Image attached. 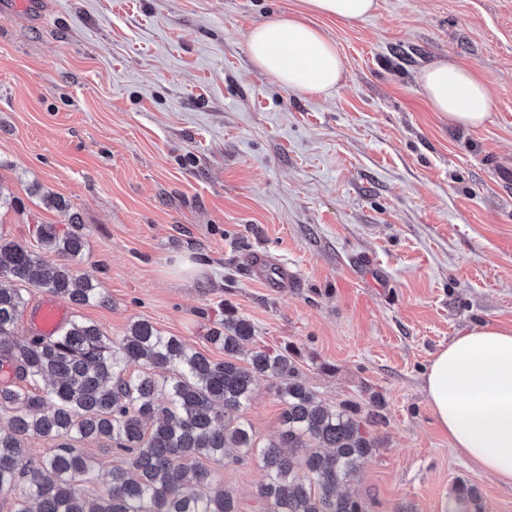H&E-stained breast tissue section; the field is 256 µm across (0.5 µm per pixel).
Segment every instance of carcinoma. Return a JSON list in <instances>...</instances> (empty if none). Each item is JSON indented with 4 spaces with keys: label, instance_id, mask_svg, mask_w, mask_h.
Wrapping results in <instances>:
<instances>
[{
    "label": "carcinoma",
    "instance_id": "cac0c4a2",
    "mask_svg": "<svg viewBox=\"0 0 512 512\" xmlns=\"http://www.w3.org/2000/svg\"><path fill=\"white\" fill-rule=\"evenodd\" d=\"M66 228L42 224L38 249L0 237V493L14 494L11 512H241L234 490L215 479L211 463L255 462L265 473L256 497L265 512H367L339 488L379 447L371 421L356 405L330 406L307 385L289 347L256 346L249 320L230 309L206 336L224 350L216 361L150 322H133L114 339L83 318L52 336L15 338L26 287L76 306L104 301L102 289L77 277L86 236L79 217L51 198ZM67 258L49 266L47 254ZM271 384L281 406L278 437L260 444L243 416L257 383ZM45 383L41 392L28 389ZM30 438L51 440L44 456ZM107 441L126 455L112 467L105 493L90 497L95 461L77 442ZM457 508L477 500L466 482Z\"/></svg>",
    "mask_w": 512,
    "mask_h": 512
}]
</instances>
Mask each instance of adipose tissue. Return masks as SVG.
<instances>
[{"mask_svg":"<svg viewBox=\"0 0 512 512\" xmlns=\"http://www.w3.org/2000/svg\"><path fill=\"white\" fill-rule=\"evenodd\" d=\"M308 11L355 22L371 16L376 0H304ZM254 65L285 89L324 93L340 81L343 61L335 44L300 18L255 26L248 37ZM418 81L433 111L449 125L482 127L490 116L488 82L456 63L437 61ZM425 388L451 448L479 472L512 486V328L476 326L440 350Z\"/></svg>","mask_w":512,"mask_h":512,"instance_id":"1","label":"adipose tissue"}]
</instances>
